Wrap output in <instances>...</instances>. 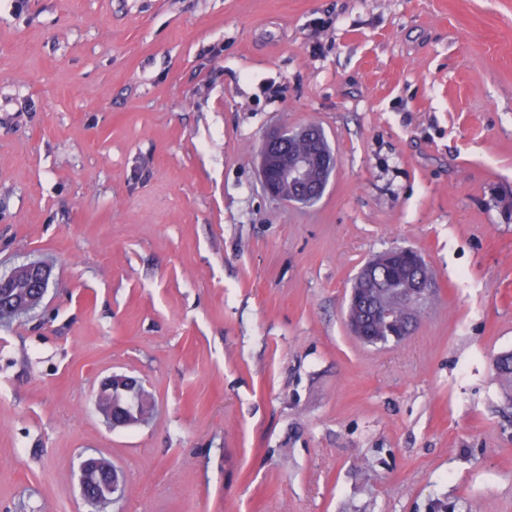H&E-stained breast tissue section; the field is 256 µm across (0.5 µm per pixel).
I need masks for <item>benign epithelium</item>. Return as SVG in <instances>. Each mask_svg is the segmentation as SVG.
Listing matches in <instances>:
<instances>
[{"instance_id": "obj_1", "label": "benign epithelium", "mask_w": 512, "mask_h": 512, "mask_svg": "<svg viewBox=\"0 0 512 512\" xmlns=\"http://www.w3.org/2000/svg\"><path fill=\"white\" fill-rule=\"evenodd\" d=\"M336 169V156L324 147V134L314 124L299 129H283L269 135L261 146L259 173L265 191L277 200L284 199L281 186L288 184L292 202H313L320 197L328 179ZM407 263L417 270L409 288L392 294L380 287L378 275ZM425 261L414 249L393 248L369 261L358 278L368 282L365 288H354L350 298L347 322L352 333L362 341L376 345L400 342L412 331L417 312L436 290V281L420 272ZM49 269L40 262L15 268L0 279V299L7 301L4 311L25 315L41 301L49 286ZM375 324L390 327L388 335L375 336ZM96 404L101 414L114 427L144 422L153 410V401L141 382L133 377L114 374L102 382ZM124 481L112 462L102 456L89 457L80 465V491L90 502L96 495L119 493Z\"/></svg>"}]
</instances>
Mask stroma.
I'll return each mask as SVG.
<instances>
[{
	"mask_svg": "<svg viewBox=\"0 0 512 512\" xmlns=\"http://www.w3.org/2000/svg\"><path fill=\"white\" fill-rule=\"evenodd\" d=\"M315 124L322 197L278 201L271 131ZM419 251L405 340L346 310ZM0 512H512V0H0ZM154 399L112 427L101 382ZM402 262L413 269L424 268V275L428 273L435 277L431 269L425 266L422 255L408 247L390 249L369 261L357 275V283L362 279L368 281V284L364 285L365 288L359 285L358 288H352L347 315L350 330L365 343H398L406 339L411 334L417 312L436 290V281L430 276H423L421 271H417L411 288H407L405 280L391 283L388 288H379L381 279L378 278V272L387 276L388 269ZM372 285L374 288H368ZM389 288H396L398 294L392 295L387 290ZM374 324L380 325L373 330L372 336L371 327ZM381 325L391 326L388 336ZM49 269L40 262H30L16 267L0 279V299H5V312L25 315L41 301L49 286ZM80 491L83 498L91 502L94 495L108 496L112 501L123 487L124 481L120 472L112 466V462L102 456L88 457L80 465Z\"/></svg>",
	"mask_w": 512,
	"mask_h": 512,
	"instance_id": "stroma-1",
	"label": "stroma"
}]
</instances>
